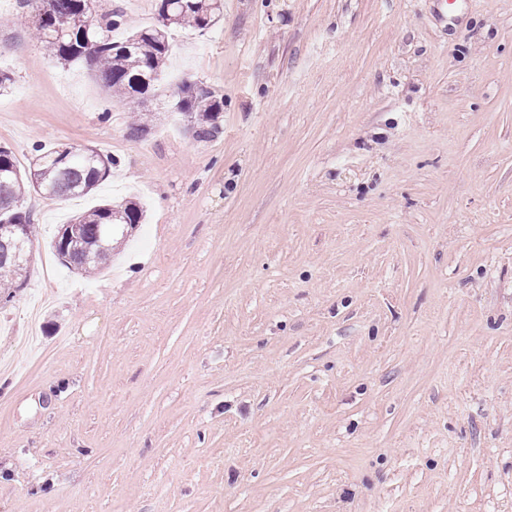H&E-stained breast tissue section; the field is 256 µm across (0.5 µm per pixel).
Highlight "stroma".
<instances>
[{
	"instance_id": "obj_1",
	"label": "stroma",
	"mask_w": 512,
	"mask_h": 512,
	"mask_svg": "<svg viewBox=\"0 0 512 512\" xmlns=\"http://www.w3.org/2000/svg\"><path fill=\"white\" fill-rule=\"evenodd\" d=\"M222 3L167 65L224 98L198 138L0 0V145L118 161L22 204L0 512H512V0ZM129 198L109 265H62L59 225Z\"/></svg>"
}]
</instances>
